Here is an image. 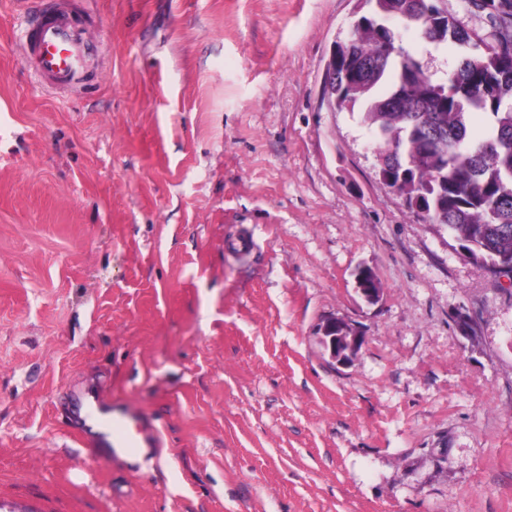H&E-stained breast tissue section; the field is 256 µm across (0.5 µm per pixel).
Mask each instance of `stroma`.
<instances>
[{"instance_id":"1","label":"stroma","mask_w":512,"mask_h":512,"mask_svg":"<svg viewBox=\"0 0 512 512\" xmlns=\"http://www.w3.org/2000/svg\"><path fill=\"white\" fill-rule=\"evenodd\" d=\"M45 4L0 0V512H512V277L331 108L357 0H83L68 92L15 49ZM331 318L366 338L344 365ZM92 387L154 455L93 452Z\"/></svg>"}]
</instances>
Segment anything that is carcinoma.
<instances>
[{
    "label": "carcinoma",
    "instance_id": "obj_1",
    "mask_svg": "<svg viewBox=\"0 0 512 512\" xmlns=\"http://www.w3.org/2000/svg\"><path fill=\"white\" fill-rule=\"evenodd\" d=\"M359 23L368 33L338 43L329 98L335 109L361 112L377 146L379 177L402 179L407 207L442 224L472 258L512 257V0H484L483 35L458 14L433 27L444 0H365ZM401 20L436 49L462 52L442 82L426 75L389 23ZM490 124L474 137L470 115Z\"/></svg>",
    "mask_w": 512,
    "mask_h": 512
}]
</instances>
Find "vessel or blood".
<instances>
[{"mask_svg":"<svg viewBox=\"0 0 512 512\" xmlns=\"http://www.w3.org/2000/svg\"><path fill=\"white\" fill-rule=\"evenodd\" d=\"M85 18L59 5L43 9L28 24L19 50L32 61L45 84L55 91H69L91 81V48L84 37ZM103 435L115 453L140 455L157 445V433L133 408L95 411Z\"/></svg>","mask_w":512,"mask_h":512,"instance_id":"obj_1","label":"vessel or blood"}]
</instances>
